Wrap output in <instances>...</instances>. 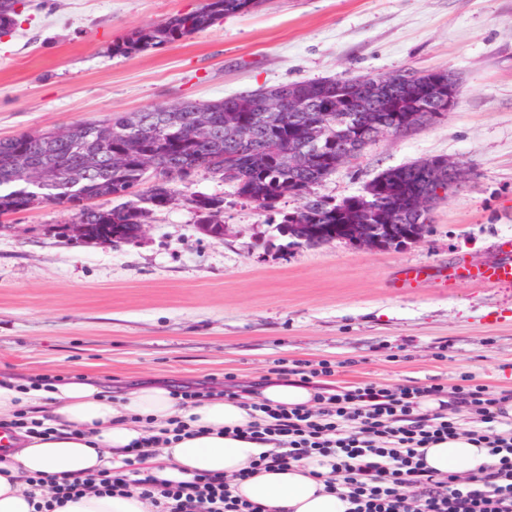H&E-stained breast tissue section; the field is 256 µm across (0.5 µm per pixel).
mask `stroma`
Instances as JSON below:
<instances>
[{"instance_id": "35a3bbf8", "label": "stroma", "mask_w": 512, "mask_h": 512, "mask_svg": "<svg viewBox=\"0 0 512 512\" xmlns=\"http://www.w3.org/2000/svg\"><path fill=\"white\" fill-rule=\"evenodd\" d=\"M201 0H24L0 36V138L299 80L447 71L458 104L415 133L384 135L315 186L336 201L383 171L443 156L471 177L396 251L345 241L283 248L232 184L199 172L189 192L224 199V237L182 201L141 240L74 244L42 204L0 231V374L26 384L99 375L113 392L159 382L249 385L279 361H328L336 386L379 382L512 390V286L395 288L394 270L490 260L512 235V0H263L170 47L121 57L112 43Z\"/></svg>"}]
</instances>
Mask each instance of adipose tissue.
<instances>
[{"mask_svg": "<svg viewBox=\"0 0 512 512\" xmlns=\"http://www.w3.org/2000/svg\"><path fill=\"white\" fill-rule=\"evenodd\" d=\"M310 386L272 380L258 384L251 401L273 406H312ZM24 406L34 407L36 417L52 427L45 438H26L23 447L0 462V512H33L26 493L27 477L91 474L107 466H121L123 448L147 434L148 428L167 427L181 418L204 428L199 437L174 440L155 448L145 470L171 481L189 479L196 473L232 475L249 467L261 445L225 436V429L245 425L249 416L235 400H205L181 407L169 387L157 383L138 385L113 395L101 380L71 379L55 391H22L13 380L0 377V419H11ZM426 464L432 470L465 475L489 463L486 449L466 439L442 442L427 449ZM316 462L287 470L260 471L241 483L238 492L268 512H344L345 505L325 492L312 477Z\"/></svg>", "mask_w": 512, "mask_h": 512, "instance_id": "ef3b65f1", "label": "adipose tissue"}]
</instances>
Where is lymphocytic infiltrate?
<instances>
[{
	"mask_svg": "<svg viewBox=\"0 0 512 512\" xmlns=\"http://www.w3.org/2000/svg\"><path fill=\"white\" fill-rule=\"evenodd\" d=\"M426 398L439 400L434 413L420 412ZM315 408H274L249 402L250 420L232 437L262 445L248 469L227 477L198 474L172 482L146 473L149 448L190 435L185 421L173 420L167 433L150 435L126 449L120 468H104L88 478L54 482L41 496L43 477L29 478L34 512H57L82 496L138 494L154 512H267L240 497V482L260 470L288 469L317 461L316 477L325 492L346 503L345 512H512V416L505 406L512 392L469 383L401 385L377 383L319 388ZM466 437L487 449L491 462L467 476L431 470L424 451L436 443Z\"/></svg>",
	"mask_w": 512,
	"mask_h": 512,
	"instance_id": "lymphocytic-infiltrate-1",
	"label": "lymphocytic infiltrate"
}]
</instances>
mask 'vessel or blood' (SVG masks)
Wrapping results in <instances>:
<instances>
[{"label":"vessel or blood","mask_w":512,"mask_h":512,"mask_svg":"<svg viewBox=\"0 0 512 512\" xmlns=\"http://www.w3.org/2000/svg\"><path fill=\"white\" fill-rule=\"evenodd\" d=\"M458 281H467L481 288H494L512 284V236L499 239L496 256L485 263L462 262L450 269L409 267L395 277L400 287H414L425 283L448 287Z\"/></svg>","instance_id":"obj_1"}]
</instances>
